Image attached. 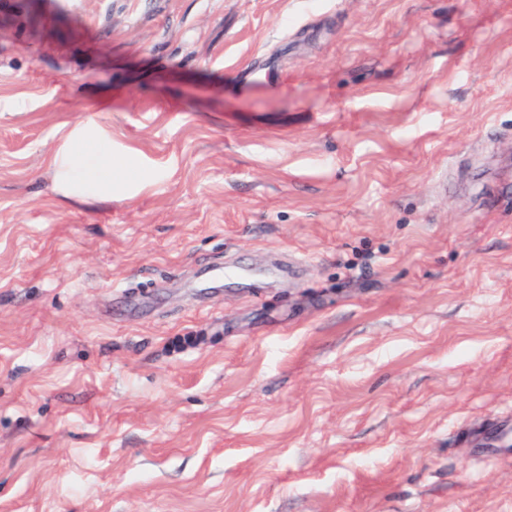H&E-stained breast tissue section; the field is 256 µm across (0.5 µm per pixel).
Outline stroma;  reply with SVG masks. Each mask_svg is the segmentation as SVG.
Masks as SVG:
<instances>
[{"label": "stroma", "mask_w": 512, "mask_h": 512, "mask_svg": "<svg viewBox=\"0 0 512 512\" xmlns=\"http://www.w3.org/2000/svg\"><path fill=\"white\" fill-rule=\"evenodd\" d=\"M511 417L512 0H0V512H512ZM71 149L80 151L85 157L81 166H76L68 155L55 156L52 164L55 166L59 182L65 185L81 180L87 172L84 170L87 163L91 161V173L97 176L94 181L100 188L112 186V162L105 141L102 139H87L82 136L75 137L71 142Z\"/></svg>", "instance_id": "stroma-1"}]
</instances>
